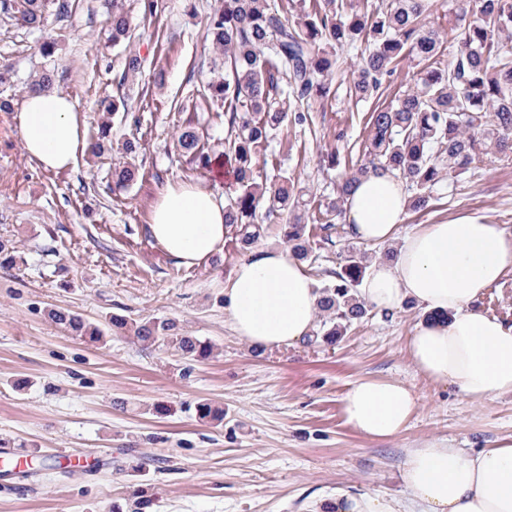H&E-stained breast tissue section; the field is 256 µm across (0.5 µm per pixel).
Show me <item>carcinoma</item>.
Instances as JSON below:
<instances>
[{
  "label": "carcinoma",
  "mask_w": 512,
  "mask_h": 512,
  "mask_svg": "<svg viewBox=\"0 0 512 512\" xmlns=\"http://www.w3.org/2000/svg\"><path fill=\"white\" fill-rule=\"evenodd\" d=\"M129 0H104L112 23V43L131 38ZM45 0H0V8L17 24L37 29L44 24ZM296 5L280 9L267 0H216L207 16L205 37L224 55V77L208 84L211 99L228 113L230 139L222 154L204 150L191 126L179 129L176 148L206 169L217 163L231 170L237 189L224 207L225 223L235 227L241 247L261 235L255 223L260 203H268L266 218L281 211L290 215L285 231L292 255L306 260L309 201L288 176L270 184L257 181V154L271 133L302 126L310 103L331 95L338 50L364 43L356 63L350 94L359 101L377 92L406 53L426 64L421 84L402 92L396 103L377 105L370 112L365 162L336 184L329 211L339 217L354 183L370 172L389 171L404 179L413 195L409 208L428 206L432 188L452 172L464 174L482 154L512 153V0H455V18L471 17L461 30L449 28L456 43L453 59L438 67L444 29L425 23L431 0H388L362 3L356 9L344 0H313L312 10L294 18ZM286 77V90L279 76ZM136 178L135 164L112 170L115 187L124 189ZM362 257L351 255L336 272V281L321 289L318 334L334 344L347 328L367 315L357 296L363 277ZM48 319L90 343L104 340L97 325L65 309L47 311ZM110 330L150 346L163 342L191 361L206 360L214 346L178 332L170 319L129 324L125 317L109 319ZM195 411L202 421H221L224 410L201 400Z\"/></svg>",
  "instance_id": "1"
}]
</instances>
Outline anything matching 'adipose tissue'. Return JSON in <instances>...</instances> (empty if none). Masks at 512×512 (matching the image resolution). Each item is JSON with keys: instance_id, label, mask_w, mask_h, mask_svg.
<instances>
[{"instance_id": "ef3b65f1", "label": "adipose tissue", "mask_w": 512, "mask_h": 512, "mask_svg": "<svg viewBox=\"0 0 512 512\" xmlns=\"http://www.w3.org/2000/svg\"><path fill=\"white\" fill-rule=\"evenodd\" d=\"M19 130L27 155L51 170L70 167L86 145L74 103L57 91L26 98ZM407 208L408 194L393 173H370L355 183L345 204L352 236L371 244L400 242L395 260L370 264L361 299L388 312L409 300L424 307L429 318L415 327L407 350L414 368L433 382L454 386L473 403L512 392V324L476 307L512 267V235L463 216L419 225L401 238ZM149 231L181 264H201L224 247V203L197 184L168 186L153 205ZM319 298L302 261L264 247L235 265L224 311L235 335L275 349L311 335ZM415 407L411 390L398 380H358L342 400L346 423L375 441L398 435ZM402 480L421 512H512V439L471 453L428 440L408 451ZM310 512H401V504L340 490L331 500L315 501Z\"/></svg>"}]
</instances>
